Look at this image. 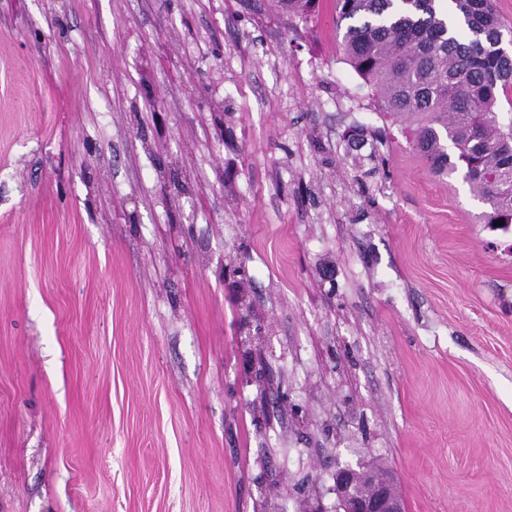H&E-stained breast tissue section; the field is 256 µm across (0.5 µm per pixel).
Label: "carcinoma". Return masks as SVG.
<instances>
[{"label": "carcinoma", "mask_w": 512, "mask_h": 512, "mask_svg": "<svg viewBox=\"0 0 512 512\" xmlns=\"http://www.w3.org/2000/svg\"><path fill=\"white\" fill-rule=\"evenodd\" d=\"M305 19L316 0H277ZM348 21L342 49L381 111L407 125L413 152L438 175L464 170L489 204L486 222L512 224V122L499 95L512 89V52L491 0H336Z\"/></svg>", "instance_id": "obj_1"}]
</instances>
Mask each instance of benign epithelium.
Returning <instances> with one entry per match:
<instances>
[{"label": "benign epithelium", "instance_id": "7a95c632", "mask_svg": "<svg viewBox=\"0 0 512 512\" xmlns=\"http://www.w3.org/2000/svg\"><path fill=\"white\" fill-rule=\"evenodd\" d=\"M336 512H404L393 479L386 472H370L345 465L333 475Z\"/></svg>", "mask_w": 512, "mask_h": 512}]
</instances>
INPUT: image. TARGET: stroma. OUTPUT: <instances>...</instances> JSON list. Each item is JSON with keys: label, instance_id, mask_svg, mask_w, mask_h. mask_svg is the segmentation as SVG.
<instances>
[{"label": "stroma", "instance_id": "obj_1", "mask_svg": "<svg viewBox=\"0 0 512 512\" xmlns=\"http://www.w3.org/2000/svg\"><path fill=\"white\" fill-rule=\"evenodd\" d=\"M336 0H0V512H512V229ZM333 482L332 491L336 493L338 512L405 511L402 501L395 494L389 473L357 470L345 465L336 469Z\"/></svg>", "mask_w": 512, "mask_h": 512}]
</instances>
